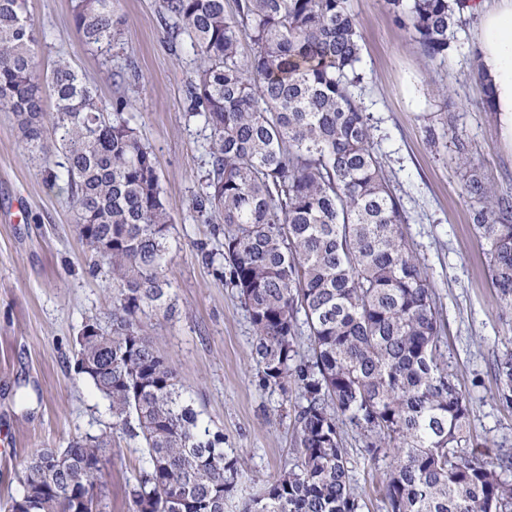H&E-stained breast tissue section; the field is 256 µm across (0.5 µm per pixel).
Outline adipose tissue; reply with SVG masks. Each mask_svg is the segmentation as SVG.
Returning a JSON list of instances; mask_svg holds the SVG:
<instances>
[{
	"label": "adipose tissue",
	"instance_id": "ef3b65f1",
	"mask_svg": "<svg viewBox=\"0 0 512 512\" xmlns=\"http://www.w3.org/2000/svg\"><path fill=\"white\" fill-rule=\"evenodd\" d=\"M478 64L490 83L502 144L512 153V0H476Z\"/></svg>",
	"mask_w": 512,
	"mask_h": 512
}]
</instances>
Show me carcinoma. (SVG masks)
<instances>
[{
    "label": "carcinoma",
    "mask_w": 512,
    "mask_h": 512,
    "mask_svg": "<svg viewBox=\"0 0 512 512\" xmlns=\"http://www.w3.org/2000/svg\"><path fill=\"white\" fill-rule=\"evenodd\" d=\"M466 0H386L433 60L466 23ZM168 33L195 59L187 112L210 129L195 208L249 315L266 386L295 395L298 455L240 512H362L342 425L387 462V512H512V455L479 457L471 401L448 373L425 267L403 233L408 216L374 151L356 90L362 34L349 0H161ZM86 45L112 51V0H72ZM254 46L246 59L241 37ZM45 39L27 0H0V109L23 149L64 170L76 233L104 267L112 327L77 337L74 372L108 402L148 466L128 484L131 512H224L242 478L224 433L200 424L175 370L141 333L147 310L175 314L164 268L172 251L154 158L124 118L104 111L64 59L42 67ZM52 96L55 111L47 112ZM460 190L486 242L496 304L512 314V198L485 184L457 144ZM60 155L63 161L53 157ZM308 336V353L297 339ZM498 399L512 406V353L498 358ZM102 436L44 448L5 512H106Z\"/></svg>",
    "instance_id": "cac0c4a2"
}]
</instances>
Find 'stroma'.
I'll use <instances>...</instances> for the list:
<instances>
[{
    "mask_svg": "<svg viewBox=\"0 0 512 512\" xmlns=\"http://www.w3.org/2000/svg\"><path fill=\"white\" fill-rule=\"evenodd\" d=\"M364 42L360 98L373 147L409 222L404 234L433 285L444 325L448 370L473 404L471 422L483 452H512V408L498 399L493 362L512 350V315H500L487 271L484 240L460 194L455 129L482 180L512 198V155L502 146L495 112L483 107L484 86L471 68L478 55L477 18L458 32L454 49L432 61L384 0H350ZM42 30V62L72 61L104 107L128 102L125 115L151 151L173 220L172 259L164 270L174 317L147 312L148 336L175 369L204 426L224 434L244 478L224 512L242 503L295 457L293 402L260 380L252 328L237 293L196 245L211 226L194 207L207 170L206 132L187 113L194 60L168 35L159 0H112L124 26L103 55L73 28L71 0H27ZM105 271L90 273L66 193L49 188L41 165L22 147L12 113L0 111V504L20 495L28 458L61 448L74 436L107 435V512H129L126 486L147 458L113 425L108 401L76 378V338L88 322L109 328L112 300ZM349 466L365 501L385 512L384 461L363 456L346 430Z\"/></svg>",
    "mask_w": 512,
    "mask_h": 512,
    "instance_id": "obj_1",
    "label": "stroma"
}]
</instances>
